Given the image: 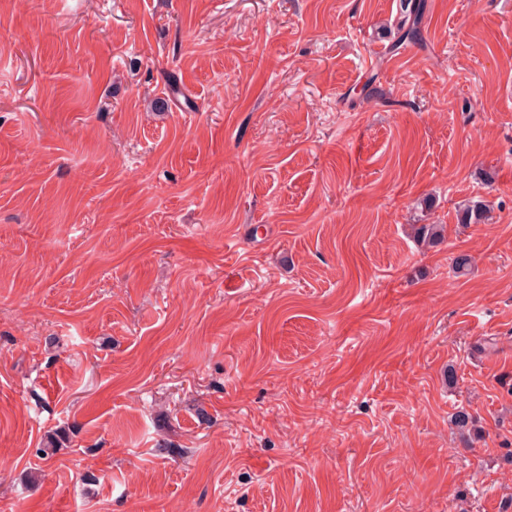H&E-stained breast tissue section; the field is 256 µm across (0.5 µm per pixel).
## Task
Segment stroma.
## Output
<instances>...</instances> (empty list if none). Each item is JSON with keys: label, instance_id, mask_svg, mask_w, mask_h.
<instances>
[{"label": "stroma", "instance_id": "obj_1", "mask_svg": "<svg viewBox=\"0 0 512 512\" xmlns=\"http://www.w3.org/2000/svg\"><path fill=\"white\" fill-rule=\"evenodd\" d=\"M401 2L0 0V512H512V0ZM411 0L405 5V11L397 23L396 43L415 42L421 39V27L423 25L422 11L418 4L412 5Z\"/></svg>", "mask_w": 512, "mask_h": 512}]
</instances>
